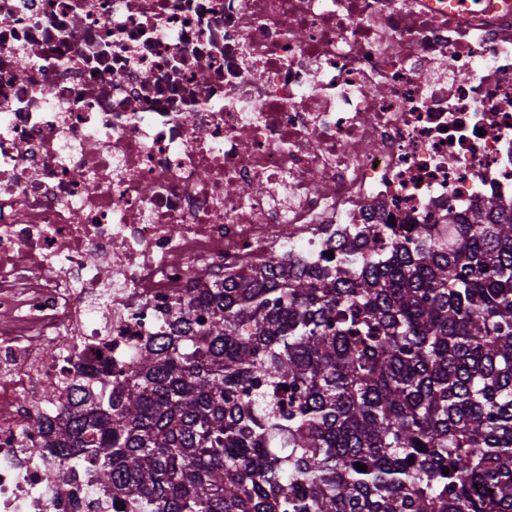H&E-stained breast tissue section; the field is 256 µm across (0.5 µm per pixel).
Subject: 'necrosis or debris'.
<instances>
[{"instance_id":"obj_1","label":"necrosis or debris","mask_w":512,"mask_h":512,"mask_svg":"<svg viewBox=\"0 0 512 512\" xmlns=\"http://www.w3.org/2000/svg\"><path fill=\"white\" fill-rule=\"evenodd\" d=\"M489 201L512 0H0V512H70L21 426L127 369L197 268Z\"/></svg>"}]
</instances>
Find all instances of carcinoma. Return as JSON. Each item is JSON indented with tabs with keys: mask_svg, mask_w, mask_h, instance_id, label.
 Listing matches in <instances>:
<instances>
[{
	"mask_svg": "<svg viewBox=\"0 0 512 512\" xmlns=\"http://www.w3.org/2000/svg\"><path fill=\"white\" fill-rule=\"evenodd\" d=\"M326 251L196 271L120 385L75 379L55 420L30 415L55 493L75 512L92 489L101 512H512V212L450 211L446 238L345 225Z\"/></svg>",
	"mask_w": 512,
	"mask_h": 512,
	"instance_id": "cac0c4a2",
	"label": "carcinoma"
}]
</instances>
